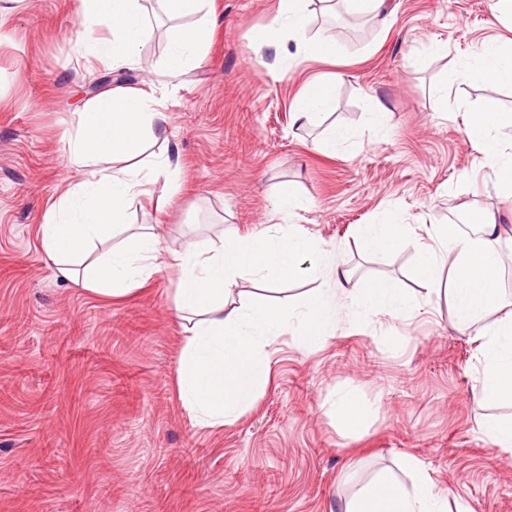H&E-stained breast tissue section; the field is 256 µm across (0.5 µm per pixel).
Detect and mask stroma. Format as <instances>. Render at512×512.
I'll list each match as a JSON object with an SVG mask.
<instances>
[{"mask_svg": "<svg viewBox=\"0 0 512 512\" xmlns=\"http://www.w3.org/2000/svg\"><path fill=\"white\" fill-rule=\"evenodd\" d=\"M79 0H23L0 41V512H338L381 470L405 456L468 512H512V458L480 427L508 407L471 398L479 352L456 331L444 300H426L415 252L430 224L465 233L475 213L512 226V198L470 141L469 115L488 98L512 114V86L467 77L482 41L511 30L488 0H389L387 29L359 17L362 36L337 38L330 61L299 53L267 29L278 0H208L215 29L207 56L171 68L173 34L197 23L141 0L146 46L121 71L89 65ZM332 82L333 103L314 126L295 121L306 87ZM149 94L168 115L164 136L134 158L145 168L171 156L180 189L149 186L129 211L164 245L183 248L218 229L256 234L272 224L333 250L357 279L394 280L420 306L372 315L345 300L336 333L308 351L283 337L255 404L219 429L195 426L178 394L183 334L170 272L107 300L58 275L40 247L49 203L83 168L63 134L100 92ZM448 101L440 103L439 90ZM388 116L371 120L376 105ZM349 138L336 149L332 129ZM290 185L301 208L279 215ZM395 210L408 242L363 252L357 230ZM306 256L297 275L238 281L234 299L261 287L298 302L322 281ZM369 410L344 431L330 411L343 391Z\"/></svg>", "mask_w": 512, "mask_h": 512, "instance_id": "35a3bbf8", "label": "stroma"}]
</instances>
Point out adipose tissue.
<instances>
[{
    "label": "adipose tissue",
    "mask_w": 512,
    "mask_h": 512,
    "mask_svg": "<svg viewBox=\"0 0 512 512\" xmlns=\"http://www.w3.org/2000/svg\"><path fill=\"white\" fill-rule=\"evenodd\" d=\"M310 3L278 0L270 30L277 37L288 36L307 55L335 58V40L307 34ZM79 12L88 27L107 31L106 36L89 38L91 60L115 71L135 62L147 28L138 0H80ZM466 72L511 86L512 39L484 40L467 61ZM500 121L497 102L485 101L472 113L468 135L488 160L495 188L512 193V152L495 136ZM167 122L155 100L125 89L104 91L76 113L67 146L87 174L47 211L40 244L62 276H78L87 291L103 297L126 296L161 271L174 273V302L186 334L177 368L179 397L197 426L214 428L234 421L254 403L281 337L295 333L303 348H316L335 334L340 302L349 297L372 314L404 315L416 301L389 279L352 287L353 270L326 255L315 268L321 288L300 302L264 298L225 310V295L242 273L286 278L312 251L311 241L283 228L258 236L225 232L220 246L203 242L165 253L158 237L140 227L122 244H114L117 227L125 224L128 209L144 195L146 185L162 184L170 197L179 190L178 166L170 158H159L146 169L127 164L147 138L165 131ZM105 159L115 160V167H102ZM477 222L471 234L453 224L427 227L431 243L417 250L416 265L427 296H449L453 326L476 331L482 351L478 400L512 405V300L502 292L503 229L491 215L479 216ZM409 232V225L391 215L382 223L362 225L358 239L364 251L376 253L397 246ZM99 244L107 245V252L90 258L91 248ZM404 465L411 482L379 473L344 499L340 512H448L446 494L424 474L421 461L408 456Z\"/></svg>",
    "instance_id": "1"
}]
</instances>
